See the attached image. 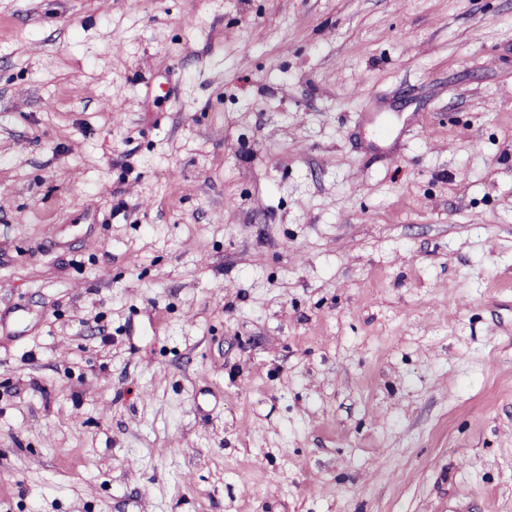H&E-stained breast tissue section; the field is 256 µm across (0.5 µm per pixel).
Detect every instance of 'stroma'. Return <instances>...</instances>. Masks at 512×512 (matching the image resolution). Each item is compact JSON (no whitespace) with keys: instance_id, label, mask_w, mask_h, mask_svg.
Segmentation results:
<instances>
[{"instance_id":"35a3bbf8","label":"stroma","mask_w":512,"mask_h":512,"mask_svg":"<svg viewBox=\"0 0 512 512\" xmlns=\"http://www.w3.org/2000/svg\"><path fill=\"white\" fill-rule=\"evenodd\" d=\"M512 512V0H0V512Z\"/></svg>"}]
</instances>
